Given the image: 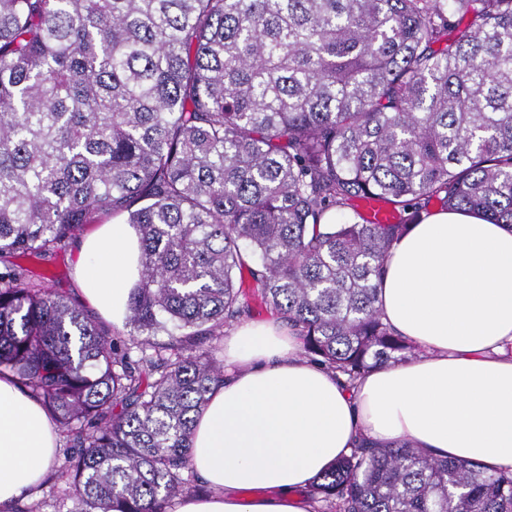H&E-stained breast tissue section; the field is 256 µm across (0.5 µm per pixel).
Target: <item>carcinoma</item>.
Returning <instances> with one entry per match:
<instances>
[{
	"label": "carcinoma",
	"instance_id": "1",
	"mask_svg": "<svg viewBox=\"0 0 512 512\" xmlns=\"http://www.w3.org/2000/svg\"><path fill=\"white\" fill-rule=\"evenodd\" d=\"M398 215L370 224L359 202ZM512 226V0H0V374L69 437L74 512H169L208 342L257 297L353 381L416 358L378 306L431 201ZM342 214L336 220V214ZM120 218L139 240L127 344L23 261ZM325 512H512V472L366 442Z\"/></svg>",
	"mask_w": 512,
	"mask_h": 512
}]
</instances>
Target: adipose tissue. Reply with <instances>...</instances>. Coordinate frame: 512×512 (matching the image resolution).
Masks as SVG:
<instances>
[{
	"label": "adipose tissue",
	"mask_w": 512,
	"mask_h": 512,
	"mask_svg": "<svg viewBox=\"0 0 512 512\" xmlns=\"http://www.w3.org/2000/svg\"><path fill=\"white\" fill-rule=\"evenodd\" d=\"M77 249L83 298L122 325L138 279L134 229L101 225ZM378 298L385 321L425 354L350 387L303 358L284 328L230 339L232 369L194 429L191 467L209 492L184 497L178 512H312L307 491L360 435L512 470V228L431 212L394 246ZM59 439L40 402L1 374L0 512L41 483Z\"/></svg>",
	"instance_id": "obj_1"
}]
</instances>
